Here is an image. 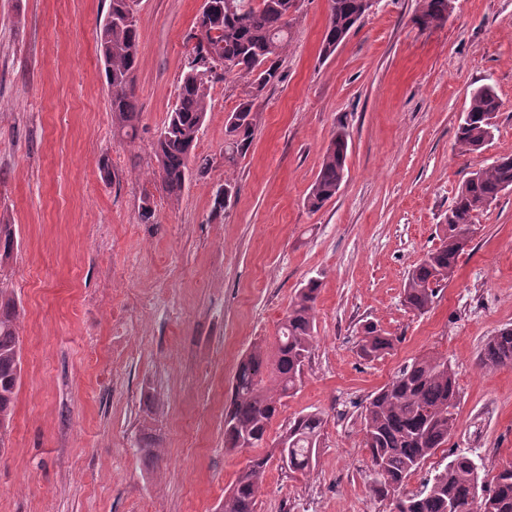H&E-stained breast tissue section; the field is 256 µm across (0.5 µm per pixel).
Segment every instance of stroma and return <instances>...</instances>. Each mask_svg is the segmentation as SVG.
<instances>
[{
	"mask_svg": "<svg viewBox=\"0 0 512 512\" xmlns=\"http://www.w3.org/2000/svg\"><path fill=\"white\" fill-rule=\"evenodd\" d=\"M202 0H139L141 111L114 135L98 54L109 0H0V222L17 244L0 284L24 314L13 431L0 451V512H218L252 449L224 448V407L240 359L274 347L297 288L320 282L313 352L273 421L325 426L310 473L271 459L256 512H392L370 491L368 397L405 362L447 358L458 428L404 488L454 453L481 470L512 462V367L487 370L488 337L512 327V190L478 217L468 251L428 312L406 309L407 274L471 172L512 154V0H454L442 25L417 0H377L331 56L327 0H298L282 79L256 99L250 148L224 161L225 123L243 98L231 74L210 87L195 153L210 158L178 198L152 174V147L177 100ZM501 101L492 140L462 155L471 92ZM346 177L317 212L305 197L337 131ZM237 193L212 217L214 191ZM149 198L153 223L139 206ZM398 342L359 358L360 326ZM161 446L139 450L144 418Z\"/></svg>",
	"mask_w": 512,
	"mask_h": 512,
	"instance_id": "1",
	"label": "stroma"
}]
</instances>
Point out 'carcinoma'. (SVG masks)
Returning <instances> with one entry per match:
<instances>
[{
  "instance_id": "cac0c4a2",
  "label": "carcinoma",
  "mask_w": 512,
  "mask_h": 512,
  "mask_svg": "<svg viewBox=\"0 0 512 512\" xmlns=\"http://www.w3.org/2000/svg\"><path fill=\"white\" fill-rule=\"evenodd\" d=\"M235 5L230 10L228 3ZM328 22L322 52L329 56L350 30L362 23L365 0H328ZM137 0H110L100 31L99 56L104 68L112 125L133 140L138 134L140 109L135 73L139 66ZM208 20L195 22L196 43L190 52L177 101L169 113L153 151L155 175L170 197L181 193L191 174L190 159L209 107V90L218 69L248 79L249 90L228 115L224 161L233 163L249 149L257 122L254 100L267 86L281 80L277 64L288 45L297 0H207ZM448 17V0H418L417 19L441 23ZM501 102L489 86L470 95L456 131L455 146L463 154L475 152L493 137L491 123ZM347 136L343 132L327 147L316 178L305 197L316 212L339 192L345 178ZM512 190V156L475 171L458 187L442 227L439 246L427 251L408 272L403 303L425 313L437 288L451 279L465 253L461 241L471 240L479 214L501 193ZM16 244L14 225L0 224V265ZM319 282L309 280L296 292L282 322L273 351L257 344L239 362L229 406L224 414V447L228 451L267 444L270 424L283 399L302 384L304 367L313 349L314 317ZM19 303L8 289H0V448L9 440L14 401L22 384L19 342ZM396 338L372 322L362 327L357 345L365 361L384 357ZM488 368L512 366V327L490 337L481 351ZM460 391L456 372L438 356L416 357L403 364L364 406L363 436L375 479L371 493L391 499L393 512H512V464L494 473H480L474 460L452 455L444 468L426 479L412 494L402 490L423 462L448 446L457 428ZM324 417L300 414L264 455L249 458L224 495L220 512H256L257 499L270 459L286 455L288 470L304 473L313 467L320 448Z\"/></svg>"
}]
</instances>
